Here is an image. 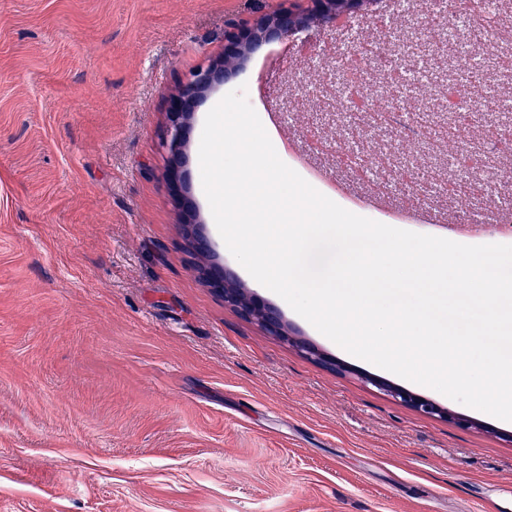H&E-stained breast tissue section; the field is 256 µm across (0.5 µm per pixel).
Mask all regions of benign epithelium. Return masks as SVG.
<instances>
[{"label": "benign epithelium", "mask_w": 512, "mask_h": 512, "mask_svg": "<svg viewBox=\"0 0 512 512\" xmlns=\"http://www.w3.org/2000/svg\"><path fill=\"white\" fill-rule=\"evenodd\" d=\"M363 2L364 0H342L340 3L336 0H317L321 25L329 31L336 30V9L340 8L349 14H353L363 10ZM310 23L311 19L307 16L282 12L263 23L261 28L256 31H241L232 37L226 47L225 58L211 62L206 67L199 69L181 86L169 112H167V123L162 138V145L171 162L166 177L172 189H177L179 181L177 162L183 157L187 146L186 130L192 117L190 107L222 76L228 57L242 48L254 49L264 38L271 35L279 37L294 36L299 32L308 30ZM203 277L210 287L224 295L225 302L237 307L243 315L256 318L271 334L288 336L280 313L274 307L264 304L256 297L241 296L242 289L237 287L230 272L220 268L208 269L204 271ZM369 382L391 393L401 402L424 413L435 414L443 419L456 420L460 423L466 422L463 417L413 393L390 386L378 379L371 378Z\"/></svg>", "instance_id": "1"}]
</instances>
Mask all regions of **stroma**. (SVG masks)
Masks as SVG:
<instances>
[{
    "instance_id": "stroma-1",
    "label": "stroma",
    "mask_w": 512,
    "mask_h": 512,
    "mask_svg": "<svg viewBox=\"0 0 512 512\" xmlns=\"http://www.w3.org/2000/svg\"><path fill=\"white\" fill-rule=\"evenodd\" d=\"M314 0H0V512H512V424L348 354L227 249L205 197L204 119L227 88L301 137L352 48L314 24L229 59L179 170L160 137L181 83L230 38ZM391 16L412 91L461 81ZM334 53L324 64L322 46ZM312 96L301 97L297 84ZM201 224L202 250L183 224ZM231 270L266 332L207 286ZM347 365L344 373L326 358ZM464 416L404 405L383 384ZM203 277L211 288L224 295L226 303L237 307L243 315L256 318L269 333L287 337L280 313L256 297H242L243 290L237 287L233 275L226 269L204 270Z\"/></svg>"
}]
</instances>
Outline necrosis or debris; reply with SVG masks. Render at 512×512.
Returning a JSON list of instances; mask_svg holds the SVG:
<instances>
[{
	"mask_svg": "<svg viewBox=\"0 0 512 512\" xmlns=\"http://www.w3.org/2000/svg\"><path fill=\"white\" fill-rule=\"evenodd\" d=\"M498 16V0H480V6L475 10L431 13L427 24L417 30L416 36L436 47L441 40L453 38L454 23H461L465 40L456 61L463 65L476 51L485 48ZM368 63L385 67L390 58L374 43L360 44L343 70L336 98L323 102L324 110H338L346 138L359 139L366 126L394 129L399 132L401 142H412L437 155L448 153L452 171L444 172L441 165L434 162L429 166L427 179L440 183L442 191L455 197L464 209L479 210L485 208L494 196L512 195V179L504 177L496 164L501 154L512 152V119L493 118L495 104L472 98L463 86L449 94L447 116L429 111L406 116L398 102L387 93L367 90L361 71ZM477 126L483 130V143L479 146L474 145L471 137ZM311 145L324 151L334 150L353 177L373 176L379 193L391 196L402 191L409 201L422 204L415 172L406 166L396 167L394 155L376 157L358 150L334 149L319 135Z\"/></svg>",
	"mask_w": 512,
	"mask_h": 512,
	"instance_id": "4bbe7bcc",
	"label": "necrosis or debris"
}]
</instances>
